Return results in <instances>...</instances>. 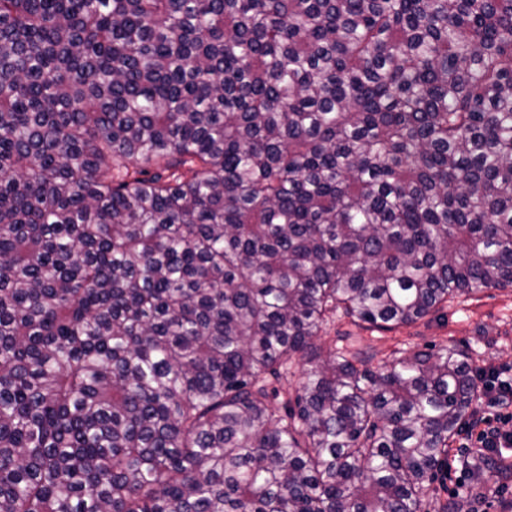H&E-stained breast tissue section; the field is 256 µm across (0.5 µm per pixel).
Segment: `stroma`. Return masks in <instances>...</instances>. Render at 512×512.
I'll return each mask as SVG.
<instances>
[{"label":"stroma","instance_id":"obj_1","mask_svg":"<svg viewBox=\"0 0 512 512\" xmlns=\"http://www.w3.org/2000/svg\"><path fill=\"white\" fill-rule=\"evenodd\" d=\"M352 342L401 356L456 345L479 352L482 364L512 370V288H489L474 298H457L443 314L392 330L357 326L336 317L317 340L327 353Z\"/></svg>","mask_w":512,"mask_h":512}]
</instances>
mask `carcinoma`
I'll return each instance as SVG.
<instances>
[{
  "instance_id": "carcinoma-1",
  "label": "carcinoma",
  "mask_w": 512,
  "mask_h": 512,
  "mask_svg": "<svg viewBox=\"0 0 512 512\" xmlns=\"http://www.w3.org/2000/svg\"><path fill=\"white\" fill-rule=\"evenodd\" d=\"M507 287L512 0H0V512H479L474 353L316 338Z\"/></svg>"
}]
</instances>
